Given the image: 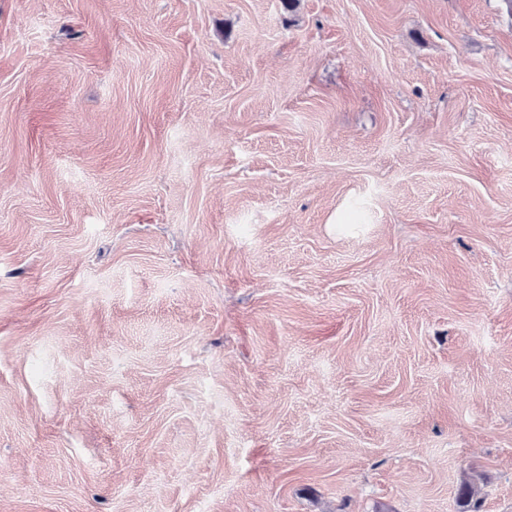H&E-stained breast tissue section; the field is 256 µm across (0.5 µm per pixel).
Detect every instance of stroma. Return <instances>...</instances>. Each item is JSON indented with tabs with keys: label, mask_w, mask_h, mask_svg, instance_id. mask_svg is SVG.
I'll list each match as a JSON object with an SVG mask.
<instances>
[{
	"label": "stroma",
	"mask_w": 512,
	"mask_h": 512,
	"mask_svg": "<svg viewBox=\"0 0 512 512\" xmlns=\"http://www.w3.org/2000/svg\"><path fill=\"white\" fill-rule=\"evenodd\" d=\"M512 512L503 0H0V512Z\"/></svg>",
	"instance_id": "1"
}]
</instances>
